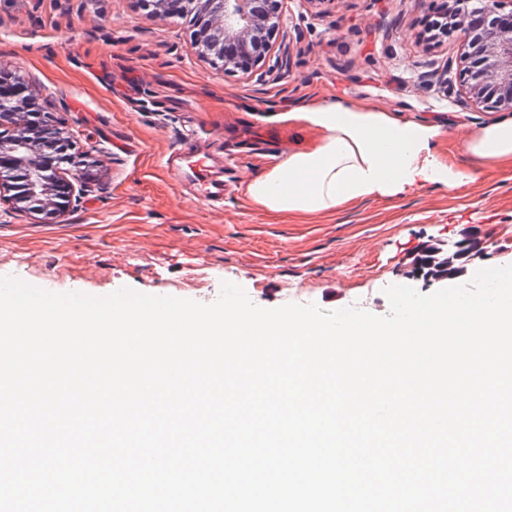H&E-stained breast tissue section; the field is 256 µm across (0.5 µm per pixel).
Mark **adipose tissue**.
<instances>
[{
    "instance_id": "ef3b65f1",
    "label": "adipose tissue",
    "mask_w": 512,
    "mask_h": 512,
    "mask_svg": "<svg viewBox=\"0 0 512 512\" xmlns=\"http://www.w3.org/2000/svg\"><path fill=\"white\" fill-rule=\"evenodd\" d=\"M275 119L315 129L319 137L246 183L247 198L270 215L331 214L365 199L427 186L451 190L474 179L435 152L442 125L402 120L381 106L360 108L339 98ZM463 149L491 164L512 165V116L473 128Z\"/></svg>"
}]
</instances>
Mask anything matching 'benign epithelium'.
Wrapping results in <instances>:
<instances>
[{"label": "benign epithelium", "mask_w": 512, "mask_h": 512, "mask_svg": "<svg viewBox=\"0 0 512 512\" xmlns=\"http://www.w3.org/2000/svg\"><path fill=\"white\" fill-rule=\"evenodd\" d=\"M284 0H190L201 13L197 41L208 40L224 70L250 72L263 65L271 51L261 44L264 32L287 28ZM506 0H448L457 18L452 33L465 63V94L471 105L491 104L512 112V11ZM39 98L25 83L0 80V126L16 133L0 137V202L18 213H34L45 223H58L83 188L78 177H68L62 165L71 161L64 131L50 123L46 113L30 111ZM488 239L467 228L455 241L429 239L408 257L399 275L425 285L443 287L485 259Z\"/></svg>", "instance_id": "obj_1"}]
</instances>
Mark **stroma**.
Segmentation results:
<instances>
[{"instance_id":"1","label":"stroma","mask_w":512,"mask_h":512,"mask_svg":"<svg viewBox=\"0 0 512 512\" xmlns=\"http://www.w3.org/2000/svg\"><path fill=\"white\" fill-rule=\"evenodd\" d=\"M431 0H291L272 71H224L200 56L191 16L160 18L140 0H0V75L24 78L63 123L77 159L89 158L83 194L64 222L45 224L0 205V276L55 292H136L214 302L223 282L263 308L313 303L387 316L386 287L429 239L478 226L485 266L512 265V167L487 166L459 144L492 111L467 105L455 36H420ZM449 70L454 89L437 82ZM344 97L384 104L401 119L445 126L435 151L476 173L454 190L433 187L368 199L336 213L271 216L244 185L271 162L250 135L279 130L288 149L318 133L274 113ZM231 193L200 200L189 170L169 160L187 128ZM232 164H225V156Z\"/></svg>"}]
</instances>
